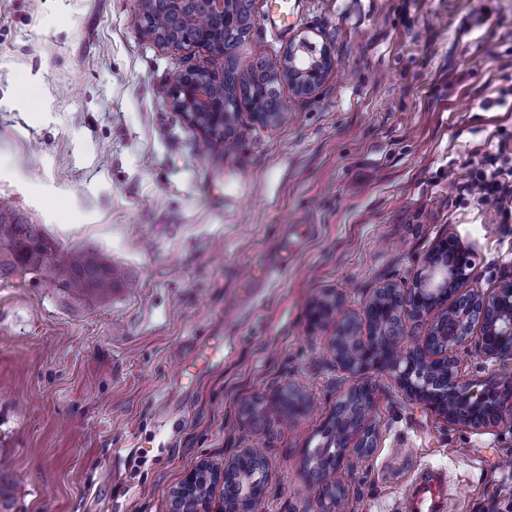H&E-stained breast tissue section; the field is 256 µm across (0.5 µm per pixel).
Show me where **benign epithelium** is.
Listing matches in <instances>:
<instances>
[{"label": "benign epithelium", "instance_id": "7a95c632", "mask_svg": "<svg viewBox=\"0 0 512 512\" xmlns=\"http://www.w3.org/2000/svg\"><path fill=\"white\" fill-rule=\"evenodd\" d=\"M151 0H138L137 25L154 41L173 48L184 46L192 33L196 43L213 57H224L223 32L246 37L254 24L247 0H166L169 21L165 31L150 22ZM333 68L327 47L316 49L306 37L291 41L268 72L266 82H288L295 95L308 97ZM251 69L214 73L203 67H188L174 78L169 105L207 137L220 135L232 141L239 113L230 112L231 81L246 82ZM262 110L253 99L247 103L252 118L265 125L278 124L285 115L283 100L267 96ZM472 266V254L450 232L437 240L424 257L422 270L410 288L386 283L375 289L365 306L367 332L358 316L346 311L334 318L333 308L315 312L317 324L331 329L329 348L336 364L361 377L369 372L393 375L408 398L427 406L446 422L476 430L495 426L512 414V389L488 381L482 390L472 389L464 365L457 355L463 345L475 342L484 358L494 363L512 355V275L501 278L490 292L464 289ZM426 318L427 336L405 353H390L374 345L365 346L366 336H390L404 340L405 322ZM376 429L366 426L355 410L345 416V452L365 455L377 445ZM233 467L216 468L203 461L170 494V512H227L224 503L202 495L198 482L224 481Z\"/></svg>", "mask_w": 512, "mask_h": 512}]
</instances>
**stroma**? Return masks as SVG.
<instances>
[{
  "label": "stroma",
  "instance_id": "35a3bbf8",
  "mask_svg": "<svg viewBox=\"0 0 512 512\" xmlns=\"http://www.w3.org/2000/svg\"><path fill=\"white\" fill-rule=\"evenodd\" d=\"M253 0L231 60L144 35L137 0H0V214L44 225L63 249L121 266L98 300L0 279V484L11 512H168L201 461L260 448L261 512H320L303 477L337 400L372 391L380 434L343 462L347 512H403L425 469L448 512H512V417L479 431L411 401L385 373L357 379L328 350L312 303L362 311L411 285L455 232L467 288L512 272V210L459 194L474 160L512 159V0H292L296 27ZM307 37L336 67L287 115L241 111L236 148L169 105L173 78L279 56ZM314 231L288 274L249 298L283 253L282 227ZM299 381L309 410L256 439L246 404ZM145 457L138 475L128 460Z\"/></svg>",
  "mask_w": 512,
  "mask_h": 512
}]
</instances>
